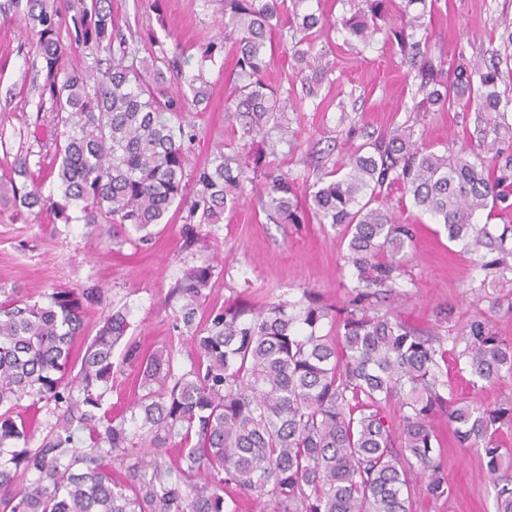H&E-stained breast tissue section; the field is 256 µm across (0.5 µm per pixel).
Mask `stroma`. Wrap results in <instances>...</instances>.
Segmentation results:
<instances>
[{
	"label": "stroma",
	"mask_w": 512,
	"mask_h": 512,
	"mask_svg": "<svg viewBox=\"0 0 512 512\" xmlns=\"http://www.w3.org/2000/svg\"><path fill=\"white\" fill-rule=\"evenodd\" d=\"M111 7L140 56L163 50L204 69L208 98L182 115L194 132L186 145L187 172L205 165L219 146L237 147L224 112L233 91V56L224 46L217 0H112ZM504 15L512 17V0H437L426 19L427 34L436 48L476 56L488 48ZM332 38L336 71L322 89L320 109L290 113L295 144L280 143L272 154L247 151V158L259 159L260 172L283 174L303 191L360 144L407 125L441 153L476 147V112L460 107L412 111L410 69L390 45L378 38L366 48L342 29ZM35 42L23 17L0 14V181L14 179L13 162L25 156L43 194L54 195L58 189L49 172L56 164L61 125L43 92L46 72L31 65ZM390 206L400 221L416 224L417 235L381 312L449 350L441 375L449 400L481 407L512 400V376L473 383L464 361L451 353L477 320L512 340V255L506 256L505 268H482L483 259H496L497 251L482 258L466 253L449 241L443 225L432 223L400 192L391 193ZM169 218V223L151 226L152 239L141 247L134 233L113 235L108 224H65L48 207L21 215L2 208L0 290L44 304L60 289H98L101 299L85 309V330L74 344V357H81L104 314L121 309L128 313L127 340L146 354L172 351L179 371L189 369L196 353L189 336L174 327L172 290L192 267L213 268L209 295L196 316L200 323L212 309L229 304L296 301L309 290L323 304L339 308L353 294L356 278L342 259L346 245L341 232L315 222L274 223L257 193L225 211L221 223L195 225L197 241L191 247L185 246L182 233L187 208L170 209ZM122 355V348H115L112 387L104 397L105 406L117 410L131 405L138 392V369L123 363ZM431 424L440 439L437 457L450 492L442 499L417 495L415 512H495V482L481 451L459 444L446 415L435 414Z\"/></svg>",
	"instance_id": "obj_1"
}]
</instances>
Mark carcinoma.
Wrapping results in <instances>:
<instances>
[{
    "mask_svg": "<svg viewBox=\"0 0 512 512\" xmlns=\"http://www.w3.org/2000/svg\"><path fill=\"white\" fill-rule=\"evenodd\" d=\"M224 43L235 63L228 118L240 139L291 133L289 112L317 109L322 84L335 69L326 48L337 25L362 44L384 31L385 41L414 70L422 98L413 112L454 107L480 112L483 150L438 154L401 126L356 147L344 174L318 179L300 200L293 182L271 174L259 192L262 207L286 224L313 219L343 233L344 262L356 272L355 295L337 313L305 294L294 302H269L211 311L194 326L211 287L212 266L189 269L175 289L176 322L192 330L196 360L175 370L171 353L140 355L129 345L124 360L139 368L143 394L131 416L102 410L112 387L113 351L126 336V314L116 311L86 346L79 367L72 348L83 331L82 301L94 291L60 290L47 304L8 296L0 301V512H238L239 495H254L272 512H413L415 470L426 477L424 494L448 496V480L435 456L438 435L429 419L438 411L458 441L479 448L487 472L502 465L495 436L512 422V402L493 408L449 403L440 391L437 348L397 319L372 311L371 299L391 296L413 228L383 204L393 187L414 207L464 243L468 253L490 246L480 211L512 210V19L498 24L488 57L464 51L432 54L427 0H402L385 28L368 17L385 14V0H344L349 15L337 21L303 5L309 0H221ZM111 0H4L0 13L23 16L36 41V60L64 127L52 174L64 203L37 188L0 183V204L27 209L50 205L65 223L69 210L86 224H111L142 233L169 223L170 208L219 224L235 208L252 178L240 153L217 150L195 171L185 193L183 142L192 134L179 113L203 102V72L185 71L175 58H141L112 19ZM74 12V40L106 51V64L68 70L57 38L61 11ZM288 43L300 87L286 96L267 81L274 33ZM176 71L190 94L171 90ZM330 320L336 335L321 334ZM472 376L485 382L512 375V343L470 326L464 348ZM54 402L53 431L33 439L34 417L13 414L23 397ZM402 410L395 436L386 407ZM82 433V446L75 434ZM125 460L112 476V459ZM32 474L34 482L20 487Z\"/></svg>",
    "mask_w": 512,
    "mask_h": 512,
    "instance_id": "obj_1",
    "label": "carcinoma"
}]
</instances>
